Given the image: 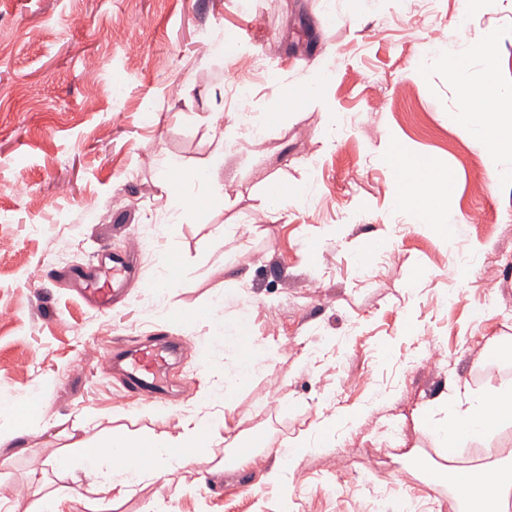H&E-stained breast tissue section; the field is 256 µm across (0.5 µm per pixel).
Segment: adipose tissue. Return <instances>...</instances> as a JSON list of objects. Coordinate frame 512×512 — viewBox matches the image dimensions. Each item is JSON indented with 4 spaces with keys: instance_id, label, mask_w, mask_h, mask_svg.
I'll use <instances>...</instances> for the list:
<instances>
[{
    "instance_id": "obj_1",
    "label": "adipose tissue",
    "mask_w": 512,
    "mask_h": 512,
    "mask_svg": "<svg viewBox=\"0 0 512 512\" xmlns=\"http://www.w3.org/2000/svg\"><path fill=\"white\" fill-rule=\"evenodd\" d=\"M483 61L480 83L460 82L458 91L467 107L450 114L449 120L479 144L488 170H495L503 156H512V89L502 85L497 68L496 38L480 37L461 49L451 51L449 65L466 69L470 56ZM381 158L387 166L393 189L389 197L392 211L412 216L416 223L430 227L438 241L448 239L455 222L448 213V199L454 192V176L418 155L402 140L387 136ZM251 306L239 308L231 321L216 318L218 327L212 344L225 349L231 365L224 370V386L232 388L261 371L257 348L248 340ZM424 418L432 434L445 446L454 448L467 441L496 433L504 422L512 421V386L492 387L481 392L464 391L454 407L435 405ZM214 412H194L183 416L177 436L133 439L115 435L105 440L78 445L75 451L52 460L53 469L80 472L88 480V512H104L103 500L117 502L135 494L138 487L177 473L192 460L219 445ZM336 419L324 417L310 438L290 441L287 462L272 466L265 479L273 485L287 480L288 466L314 447L334 441ZM428 485L449 484L458 499L460 512H502L503 495L512 489V454L500 459L493 469H437Z\"/></svg>"
}]
</instances>
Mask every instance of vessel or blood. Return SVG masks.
Returning a JSON list of instances; mask_svg holds the SVG:
<instances>
[{
  "instance_id": "1",
  "label": "vessel or blood",
  "mask_w": 512,
  "mask_h": 512,
  "mask_svg": "<svg viewBox=\"0 0 512 512\" xmlns=\"http://www.w3.org/2000/svg\"><path fill=\"white\" fill-rule=\"evenodd\" d=\"M134 255L135 251L131 248L112 254L109 258L111 271L107 274L79 271V278L86 280L92 288L89 296L91 302L100 307L111 303L120 292L129 260ZM187 348V342L168 336H155L143 343L105 349L98 359L120 376L127 393L148 401H159L166 393L173 362Z\"/></svg>"
}]
</instances>
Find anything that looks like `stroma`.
<instances>
[{
	"mask_svg": "<svg viewBox=\"0 0 512 512\" xmlns=\"http://www.w3.org/2000/svg\"><path fill=\"white\" fill-rule=\"evenodd\" d=\"M460 11V0H373L367 12L349 0H0V309L14 311L0 327V406L31 392L42 402L0 444V512H32L58 488L60 512H87L85 489L42 462L113 433L176 435L223 374V350L205 364L181 360L173 375L195 380V393L158 412L84 355L161 333L202 343L213 332L202 313L218 299L227 319L253 308L265 370L226 394L225 413L267 445L243 466L209 449L113 512H441L453 500L412 468L416 457L446 462L424 410L459 387L512 385V368L486 360L488 349H512V178L492 183L474 140L449 123L466 104L447 63L414 70L433 28L456 46L489 32L512 86V0H488L461 37ZM141 13L153 28L136 25ZM237 39L275 79L220 52ZM324 68L335 73L326 99L282 109L289 89ZM278 109L263 137L242 132L241 113ZM388 133L453 172L448 211L461 230L448 242L389 209ZM222 139L237 145L217 165ZM170 162L183 183L215 166L229 199L194 220L165 213L156 181ZM20 181L31 195L15 193ZM272 182L308 184L306 202L269 213ZM231 224L247 236L225 237ZM385 224L395 242L384 256L372 242ZM150 225L155 244L118 304L73 292L69 271ZM322 233L314 262L307 245ZM166 271L174 286L154 290ZM310 283L328 301L309 297ZM409 318L416 334L405 332ZM431 341L449 357L435 372L420 365ZM354 407L362 418L338 423L332 447L309 450L291 488L264 483L277 448ZM371 450L387 469L369 468Z\"/></svg>",
	"mask_w": 512,
	"mask_h": 512,
	"instance_id": "stroma-1",
	"label": "stroma"
}]
</instances>
